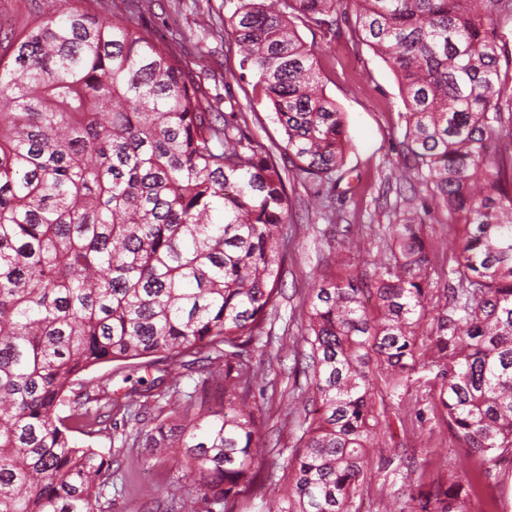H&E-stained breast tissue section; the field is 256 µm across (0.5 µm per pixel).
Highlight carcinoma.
Listing matches in <instances>:
<instances>
[{
    "label": "carcinoma",
    "instance_id": "cac0c4a2",
    "mask_svg": "<svg viewBox=\"0 0 512 512\" xmlns=\"http://www.w3.org/2000/svg\"><path fill=\"white\" fill-rule=\"evenodd\" d=\"M339 0H224L239 68L274 113L283 144L248 135L238 114L202 106L176 39L152 40L102 0L33 11L0 46V512H107L112 455L79 436L155 408L124 441L186 459L170 512L254 499L266 455L251 352L284 273L283 174L313 185L336 218L344 112L323 92L295 21L335 33ZM355 28L396 74L406 108L403 169L432 186L459 226L448 301L430 315L423 219L403 198L386 261L373 272L339 254L308 289L302 435L276 505L262 512H352L385 460L384 396L425 357L437 410L481 475L512 457V181L493 135L512 124V74L499 30L512 0H358ZM432 329H422L425 320ZM205 364L193 390L169 371ZM152 368L180 396L118 397L106 363ZM475 476L409 493L414 512H466Z\"/></svg>",
    "mask_w": 512,
    "mask_h": 512
}]
</instances>
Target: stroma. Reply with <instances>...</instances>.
Masks as SVG:
<instances>
[{"instance_id": "obj_1", "label": "stroma", "mask_w": 512, "mask_h": 512, "mask_svg": "<svg viewBox=\"0 0 512 512\" xmlns=\"http://www.w3.org/2000/svg\"><path fill=\"white\" fill-rule=\"evenodd\" d=\"M337 9L343 21L335 34L304 24L298 32L318 58L327 96L345 114L349 145L346 175L337 189L339 218L327 223L309 204V183L293 174L286 177L291 208L284 297L269 323L273 343L254 352L252 358L259 372L271 374L270 385L256 398L264 410L260 432L271 450L262 472V493L270 502L282 494L281 465L301 434L296 418L303 405L292 400L291 393L295 366L304 349V322L299 314L306 291L347 236L370 242L368 263L384 258L385 235L389 225L398 222L403 205L392 175L403 160L406 133L397 78L355 30L356 0H341ZM205 11L223 13L224 0H155L152 9L137 14L132 24L150 37L165 33L183 39L193 74L204 84L214 110L241 112L249 132L264 144L281 141L270 108L253 96L254 77L241 74L237 59H226L227 40L216 34L202 37L198 21ZM415 189V204L424 214V241L434 268L446 269L454 259L458 229L437 208L429 185L419 181ZM437 373L431 365L421 366L409 389L386 397L388 415L403 417L404 423L394 426L387 459L374 465L362 497L354 503L356 512H382L388 502L393 503L395 512H409L403 490L410 481L422 476L429 482L444 483L449 471L472 468L474 459L468 449L455 445L438 416L429 410L417 413L414 406L415 388L435 383ZM92 444L112 454V469L104 486V499L111 503L112 512H165L167 490L177 484L183 471L180 457L148 463L147 449L124 447L118 430L93 438ZM147 487L155 488L154 498L141 496V489Z\"/></svg>"}]
</instances>
